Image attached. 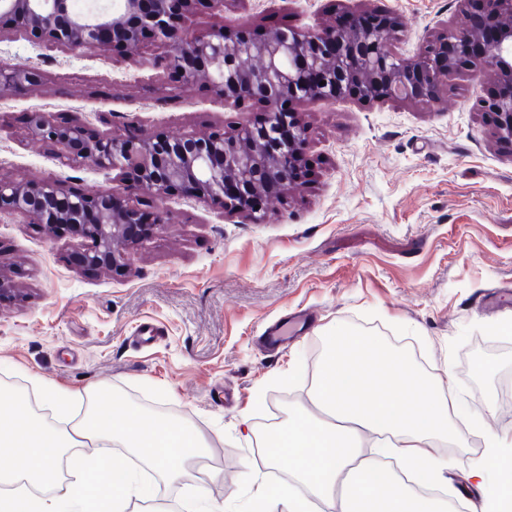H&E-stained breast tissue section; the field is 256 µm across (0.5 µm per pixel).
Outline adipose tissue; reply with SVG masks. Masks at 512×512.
Here are the masks:
<instances>
[{"label": "adipose tissue", "instance_id": "ef3b65f1", "mask_svg": "<svg viewBox=\"0 0 512 512\" xmlns=\"http://www.w3.org/2000/svg\"><path fill=\"white\" fill-rule=\"evenodd\" d=\"M386 389L373 397L374 387ZM45 398L60 415L80 408L68 430L39 420L19 400L0 415V456L11 460L0 482L12 493L0 494V512H128L132 499H146L153 489L136 484L112 450L120 447L147 462L167 484L187 477L203 457L206 438L184 422L141 412L123 414L111 388L58 391ZM314 411L289 414L286 423L264 433L258 445L268 467L289 459L288 482L275 495L290 512H311L320 504L333 512H443L430 495L416 492L390 476L384 459L398 457L406 474L425 477L448 468L434 457L435 441L465 445L473 425L455 413L445 391L404 353L381 341L339 329L328 334L326 349L312 381ZM382 440L365 453L361 434ZM93 446L95 456L82 449ZM484 452L467 480L483 496L486 512H499L512 500V447L498 436H484Z\"/></svg>", "mask_w": 512, "mask_h": 512}]
</instances>
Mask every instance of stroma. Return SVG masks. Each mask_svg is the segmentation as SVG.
Listing matches in <instances>:
<instances>
[{
    "label": "stroma",
    "instance_id": "35a3bbf8",
    "mask_svg": "<svg viewBox=\"0 0 512 512\" xmlns=\"http://www.w3.org/2000/svg\"><path fill=\"white\" fill-rule=\"evenodd\" d=\"M390 13L389 51L409 58L446 28L463 30L461 0H226L187 23L261 37L282 24L331 27L339 16ZM167 50L143 45L77 52L28 32H0V59L38 81L0 92V178L52 177L90 195L114 187L122 205L169 219L130 251L120 271L74 262L90 239L60 227L47 235L20 215H0V411L13 395L44 408L41 384L111 388L129 408L186 421L208 440L218 480L183 479L139 501V512H194L197 499L236 506L288 470L248 473L254 435L311 406L323 333L336 326L408 352L416 365L486 431L512 440V341L499 324L512 305V145L500 142L477 99L500 89L492 70L452 69L435 99L366 101L351 92L295 104L308 132L307 176L268 200L254 221L217 201L172 190L158 200L132 177L66 163L29 137L30 113L85 124L93 133L232 131L264 119L258 106H224L205 80L185 82ZM302 312L286 347L262 345L271 323ZM157 330L145 344L136 327ZM483 451L480 434L430 452L453 467L434 486L440 499L464 487Z\"/></svg>",
    "mask_w": 512,
    "mask_h": 512
}]
</instances>
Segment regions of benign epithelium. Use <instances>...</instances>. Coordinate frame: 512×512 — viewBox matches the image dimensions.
<instances>
[{"label":"benign epithelium","instance_id":"1","mask_svg":"<svg viewBox=\"0 0 512 512\" xmlns=\"http://www.w3.org/2000/svg\"><path fill=\"white\" fill-rule=\"evenodd\" d=\"M194 2L121 0L116 8L93 4L76 9L73 0H0V30L23 29L79 51L145 39L166 45L167 66L185 81L202 73L226 104L263 102V124L243 126L230 137L189 133L140 140L114 133L100 138L79 123L59 124L48 113L33 112L31 136L62 146L68 162L130 174L160 200L172 187L182 186L195 198L220 199L224 208L254 218L258 210L249 196L264 193L271 184H295L305 170L306 130L285 104L334 99L348 86L365 100L433 99L450 69L468 67L477 75L486 62L512 79V0H491L496 9L486 16L468 12L465 31L450 30L425 42L412 59L384 50L392 28L386 14L370 24L286 27L263 39L242 33L231 38L222 25L206 35L176 27ZM36 80L35 72L0 60V89ZM479 107L492 115L498 138L512 142V95L498 94ZM228 183L245 192L234 199L224 196ZM116 192L111 188L90 196L54 179L39 184L0 180V214L28 217L48 233L68 225L94 242L75 256L76 265L115 269L125 265L119 247L133 243L130 227L141 222L135 210L116 207Z\"/></svg>","mask_w":512,"mask_h":512}]
</instances>
